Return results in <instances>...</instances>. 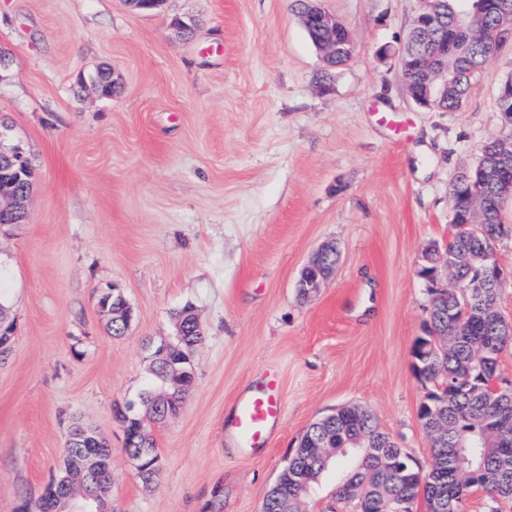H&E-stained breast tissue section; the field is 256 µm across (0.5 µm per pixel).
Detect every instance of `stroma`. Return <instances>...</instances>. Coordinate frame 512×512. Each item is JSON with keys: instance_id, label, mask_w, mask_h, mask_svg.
I'll return each instance as SVG.
<instances>
[{"instance_id": "35a3bbf8", "label": "stroma", "mask_w": 512, "mask_h": 512, "mask_svg": "<svg viewBox=\"0 0 512 512\" xmlns=\"http://www.w3.org/2000/svg\"><path fill=\"white\" fill-rule=\"evenodd\" d=\"M356 50L326 67L292 0H0V121L34 167L24 223L0 228V300L15 322L0 362V512L37 500L74 422L112 450L120 512H261L306 427L367 408L421 466L430 442L411 358L428 295L425 246L451 235L448 186L503 133L512 47L482 63L457 112L418 106L396 55L418 0H320ZM182 19L189 33L172 22ZM109 65L117 87L88 76ZM341 259L312 297L295 282L323 243ZM120 289L134 319L98 308ZM192 308L205 330L195 385L151 432L143 485L119 409L146 387L147 340ZM276 373L285 411L266 447L226 427ZM144 432L148 437V445H151V448H148L151 449L149 454L142 453V443L139 440L126 445L125 450L135 466L139 479L144 485L148 486L157 479L160 472V466L157 462L158 454L155 448V443L147 431L146 424L144 425Z\"/></svg>"}]
</instances>
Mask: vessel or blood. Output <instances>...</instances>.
Masks as SVG:
<instances>
[{"label": "vessel or blood", "instance_id": "b4317fda", "mask_svg": "<svg viewBox=\"0 0 512 512\" xmlns=\"http://www.w3.org/2000/svg\"><path fill=\"white\" fill-rule=\"evenodd\" d=\"M283 414L279 381L277 376L270 375L257 389L238 399L230 430L239 440L259 448L265 445Z\"/></svg>", "mask_w": 512, "mask_h": 512}]
</instances>
